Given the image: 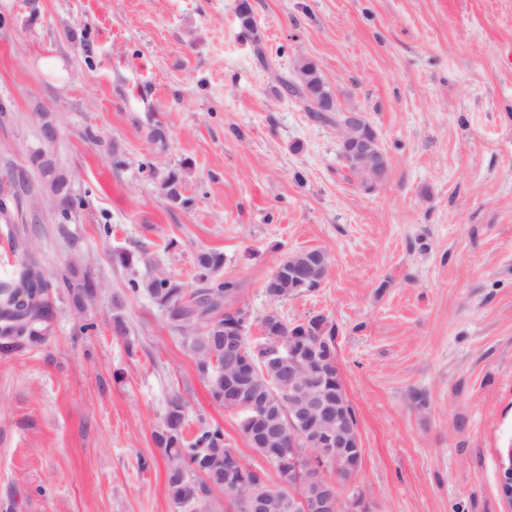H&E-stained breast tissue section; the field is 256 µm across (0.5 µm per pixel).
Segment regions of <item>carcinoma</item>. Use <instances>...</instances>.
<instances>
[{"label": "carcinoma", "mask_w": 512, "mask_h": 512, "mask_svg": "<svg viewBox=\"0 0 512 512\" xmlns=\"http://www.w3.org/2000/svg\"><path fill=\"white\" fill-rule=\"evenodd\" d=\"M286 93L298 98L306 110H311L310 95L333 99L334 92L322 82V73L318 65L307 58L299 59L294 66V74L282 80ZM312 117L319 123L336 127L342 131L343 116L340 110L314 112ZM31 164L42 176V191L50 196L58 188L62 176L58 174L54 161L43 157L38 150L31 155ZM350 175L362 190H374L385 178L388 168L348 167ZM181 172L170 170L162 179V188L166 198L178 207H187L191 200L180 192ZM26 225L15 227L13 245L21 249L25 259L9 281L0 282V352L9 353L28 344L44 340L53 325L54 308L52 291L63 290L64 296L77 309L93 300L100 288L99 279L82 265H70L61 276L49 280L37 258L34 246L26 235ZM224 266V254L212 250L199 254L196 258V279L202 287L190 291L182 282L170 278H154L147 282L136 279L129 281L130 291L138 294L145 291L155 304L164 312L169 330L178 335L184 346L192 354L199 376L206 382L212 400L232 409L234 402L226 391V380L237 379V383L270 396L274 390V374L254 359L252 345L247 335H242L247 358L246 365L240 364L237 356L228 352L224 344V308L232 305L240 293L238 284L233 280L220 279L219 270ZM266 293L275 302H281L307 291L299 288L288 278V274L270 277L265 287ZM260 329L268 338L288 343V331L273 311H267L260 318ZM336 353V327L329 324L324 330H307L301 347L304 361L319 353ZM320 387L326 396L334 401L336 396H344L342 385L336 377V368L323 369V381ZM186 405L179 396L172 397L167 404L159 430L154 433V442L161 449L166 460L167 488L172 500L191 509V512H215L214 490L224 493L234 512H248L249 497L241 489H232L234 483H245L252 490L264 494V512H287L286 497L288 490L299 495L312 494L321 483L328 464L320 461L319 449L311 445L309 462L299 481L293 486L287 485L286 477H281V485L267 483L265 473L252 469L244 463L241 455L226 445L224 430L218 426L202 429L192 440L185 439ZM265 413L258 407L247 412L240 422V429L250 446L264 456L273 465H278L285 445L270 440L261 446L256 442V429L262 425ZM348 461L342 466L339 476L346 479L359 468L361 449L353 448L347 453Z\"/></svg>", "instance_id": "cac0c4a2"}]
</instances>
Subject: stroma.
<instances>
[{"instance_id":"obj_1","label":"stroma","mask_w":512,"mask_h":512,"mask_svg":"<svg viewBox=\"0 0 512 512\" xmlns=\"http://www.w3.org/2000/svg\"><path fill=\"white\" fill-rule=\"evenodd\" d=\"M238 3L0 0V281L22 260L14 225L31 222L49 278L79 258L102 284L84 312L57 300L42 343L0 353V512H184L153 441L176 394L189 435L223 427L279 484L161 309L128 290L133 277L197 287L209 250L253 311L250 343L273 307L335 325L361 440L344 503L512 512L499 487L512 448V0H249L251 32ZM300 58L375 129L389 168L374 191L350 177L335 127L282 91ZM38 104L84 201L66 222L31 167ZM19 167L29 192L12 183ZM172 169L189 207L165 196ZM315 248L330 260L322 285L272 304L276 266ZM118 300L124 337L110 327Z\"/></svg>"}]
</instances>
